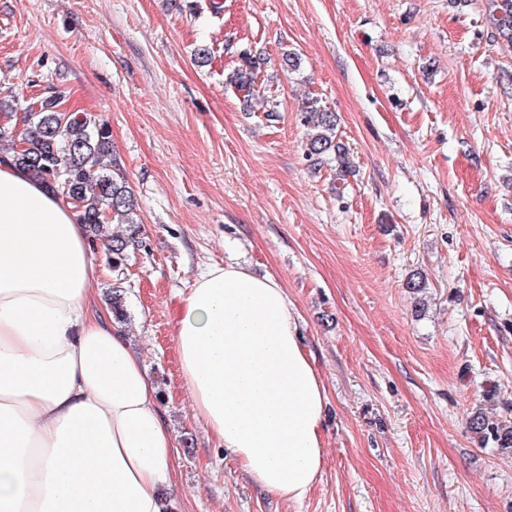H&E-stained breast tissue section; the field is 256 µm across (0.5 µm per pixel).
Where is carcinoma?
<instances>
[{
	"instance_id": "carcinoma-1",
	"label": "carcinoma",
	"mask_w": 512,
	"mask_h": 512,
	"mask_svg": "<svg viewBox=\"0 0 512 512\" xmlns=\"http://www.w3.org/2000/svg\"><path fill=\"white\" fill-rule=\"evenodd\" d=\"M489 4L495 34L512 46V0H489ZM258 68L259 58L248 54L232 79L244 92L248 109L255 101L264 103L255 89ZM27 111L35 116L25 121L24 129L0 125V151L12 153L16 164L70 200L77 219L88 228L91 245H101L112 271L123 272L129 249L137 243L139 204L125 177L116 172L109 123L90 113L64 115L59 97L53 94L32 102ZM303 113L310 130L308 157L321 161L333 152L341 171H348L347 155L336 142V113L314 97L306 100ZM469 428L479 442L512 454L511 420L477 411Z\"/></svg>"
}]
</instances>
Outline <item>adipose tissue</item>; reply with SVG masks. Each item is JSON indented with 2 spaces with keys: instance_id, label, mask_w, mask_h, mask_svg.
I'll list each match as a JSON object with an SVG mask.
<instances>
[{
  "instance_id": "ef3b65f1",
  "label": "adipose tissue",
  "mask_w": 512,
  "mask_h": 512,
  "mask_svg": "<svg viewBox=\"0 0 512 512\" xmlns=\"http://www.w3.org/2000/svg\"><path fill=\"white\" fill-rule=\"evenodd\" d=\"M70 200L0 154V512H171L180 449L157 388L92 286ZM195 417L265 493L320 476L327 394L286 288L228 262L174 324Z\"/></svg>"
}]
</instances>
